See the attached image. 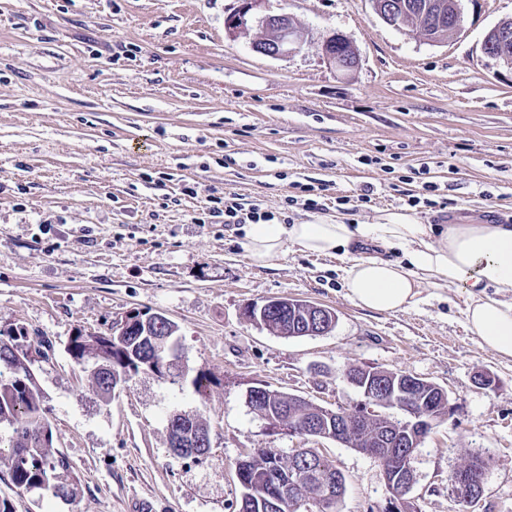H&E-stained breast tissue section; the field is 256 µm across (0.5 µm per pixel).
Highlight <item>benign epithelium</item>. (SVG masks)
I'll use <instances>...</instances> for the list:
<instances>
[{"label": "benign epithelium", "mask_w": 512, "mask_h": 512, "mask_svg": "<svg viewBox=\"0 0 512 512\" xmlns=\"http://www.w3.org/2000/svg\"><path fill=\"white\" fill-rule=\"evenodd\" d=\"M266 0H241L239 9L228 16L225 31L237 36L248 28L250 19L258 17L262 32L254 48L257 52L280 57L289 54L301 43L298 28L286 13L258 16V11ZM378 17L387 25L399 27L406 20L409 7L403 0H371ZM464 12L460 0H448L438 5L431 22L438 26L433 34L421 32V36L435 41L441 36L448 38L458 35L463 28ZM493 41H483L482 52L509 70H512V19L500 21L492 30ZM327 62L334 68L347 74L359 65V56L352 43L341 33L327 36L322 45ZM141 327L149 328L148 322L128 313L125 318L112 327L111 333L122 338ZM346 382L355 386L362 400L356 409L334 412L335 419L320 422L303 418L298 429H289L283 424L277 428L292 435L323 437L337 442H348V446L359 445V451L379 460L387 491L385 510L396 512L397 506L406 500L413 486L414 478L402 480L400 476L410 470L409 461L416 448L423 442L437 420V406L446 405L448 393L439 385H434L436 398L425 404L419 398V379L409 376L400 387L383 378V375L366 374L358 378L352 374H343ZM393 406L401 414L402 422L397 425L389 421L384 413ZM289 457L296 459L307 474L326 482V475L319 466L322 456L311 448H297ZM452 490L459 499H470L477 490L471 473L458 468L452 475Z\"/></svg>", "instance_id": "obj_1"}]
</instances>
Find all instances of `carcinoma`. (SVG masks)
<instances>
[{
    "instance_id": "carcinoma-1",
    "label": "carcinoma",
    "mask_w": 512,
    "mask_h": 512,
    "mask_svg": "<svg viewBox=\"0 0 512 512\" xmlns=\"http://www.w3.org/2000/svg\"><path fill=\"white\" fill-rule=\"evenodd\" d=\"M310 302L280 298L270 300L266 309V327L288 331L290 337L305 335L301 325L305 317L300 315ZM17 337L0 339V425L11 428L8 439L9 475L12 484L21 492L46 490L55 497L73 496L74 483L70 480L71 464L61 452H51V438L41 437L48 429L43 417L41 393L27 368L17 357ZM70 355L77 361L93 360L106 366L97 373L96 387L103 396L112 393V387L127 382L131 377L126 370L148 369L139 364L138 357L145 356L155 362H166L171 358L164 337H133L119 341L106 335L78 334L71 339ZM236 475L245 486L239 512H267V502L276 496L279 476L268 451L258 450L237 461ZM321 493V486L311 477H301L294 488L288 490V499L276 512H338L337 508L320 509L316 504L304 508L303 501L314 499Z\"/></svg>"
}]
</instances>
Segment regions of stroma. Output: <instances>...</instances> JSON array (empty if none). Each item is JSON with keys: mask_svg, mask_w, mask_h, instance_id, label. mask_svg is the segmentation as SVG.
<instances>
[{"mask_svg": "<svg viewBox=\"0 0 512 512\" xmlns=\"http://www.w3.org/2000/svg\"><path fill=\"white\" fill-rule=\"evenodd\" d=\"M239 0H0V333L19 345L42 396L52 447L77 493L60 499L11 485L9 512H238L235 463L259 448H313L346 479L339 512H377L380 464L325 438L268 425L248 389L350 408V365L402 370L445 388L455 409L416 449L417 512H452L450 475L484 453L483 492L467 512H512V358L468 328L457 288L372 312L346 295L345 261L286 247L251 264L238 226L211 223L208 199L231 192L295 223L339 219L338 197L372 187L355 223L400 212L421 224L512 219V71L481 52L512 0H463L461 33L438 43L383 23L371 0H268L304 35L277 59L253 34L230 36ZM345 34L358 67L340 76L322 56ZM439 187L446 209L411 208ZM325 185L323 210L286 206L292 181ZM336 314L324 334L284 337L249 320L269 298ZM175 323L184 378L133 376L98 395L73 336L109 332L128 312ZM210 383L197 394L191 379ZM493 387L480 386L483 375ZM203 419L211 448L174 455L170 414Z\"/></svg>", "mask_w": 512, "mask_h": 512, "instance_id": "1", "label": "stroma"}]
</instances>
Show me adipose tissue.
Here are the masks:
<instances>
[{"label": "adipose tissue", "instance_id": "1", "mask_svg": "<svg viewBox=\"0 0 512 512\" xmlns=\"http://www.w3.org/2000/svg\"><path fill=\"white\" fill-rule=\"evenodd\" d=\"M241 231L246 256L260 266L289 245L308 254L346 258V295L371 311L403 310L425 288H460L471 332L498 355L512 358V224L443 227L392 212L373 224L273 220L243 225ZM359 244L380 246L392 256H353L352 249Z\"/></svg>", "mask_w": 512, "mask_h": 512}]
</instances>
